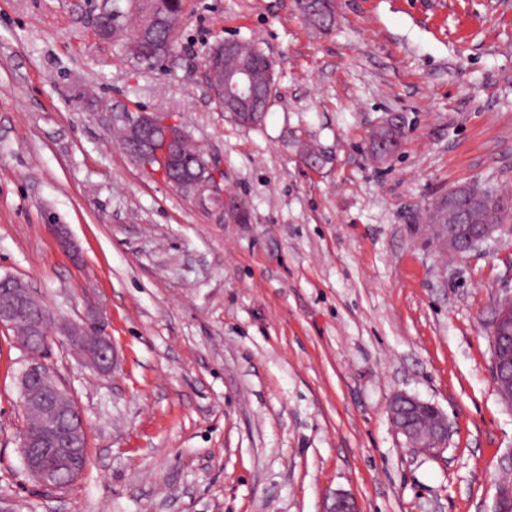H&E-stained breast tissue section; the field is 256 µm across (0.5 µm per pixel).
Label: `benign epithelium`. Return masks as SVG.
Listing matches in <instances>:
<instances>
[{"instance_id":"7a95c632","label":"benign epithelium","mask_w":512,"mask_h":512,"mask_svg":"<svg viewBox=\"0 0 512 512\" xmlns=\"http://www.w3.org/2000/svg\"><path fill=\"white\" fill-rule=\"evenodd\" d=\"M112 28V0H101L95 20V32L106 36ZM226 84L232 91L233 104L252 106L255 91L251 74L241 67L226 75ZM122 123L127 133L137 142V154L131 159H150L157 172L172 186L183 184L180 144L188 133L169 115L157 112H118L107 121ZM164 129V137L156 139V129ZM216 160L200 155L201 174L191 184L192 200L203 208L212 209L218 221L224 215L239 210V203L224 198V186L215 175ZM495 224H432L433 238L451 253L468 252L487 241L496 230ZM28 322V335L22 344L28 356L27 373L20 378L22 406H36L43 414V429L25 435L22 457L26 471L40 485L57 489L68 478L82 471L85 460L82 441L86 437V422L71 396L51 376L42 354L50 340L49 331L54 318L37 293L30 287L0 289V325H10L17 318ZM495 322L512 327V295L498 302ZM70 343L77 347L95 368L106 372L112 369L113 350L110 339L92 323L74 324L68 330ZM512 346L503 343L493 349L492 384L504 402L512 404ZM389 418L395 431L413 448L439 452L448 442L451 424L447 416L434 404L406 393L391 400ZM325 512H358L355 500L344 493L336 494ZM494 512H512V484L499 487Z\"/></svg>"}]
</instances>
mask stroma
Listing matches in <instances>:
<instances>
[{"mask_svg":"<svg viewBox=\"0 0 512 512\" xmlns=\"http://www.w3.org/2000/svg\"><path fill=\"white\" fill-rule=\"evenodd\" d=\"M100 0H0V278L63 319L97 321L112 371L62 333L45 362L87 423L63 490L24 469L25 355L0 326V506L9 512H492L512 407L491 324L512 292V213L443 252L424 216L477 184L512 193V0H185L169 60L99 39ZM260 42L276 94L233 123L200 70L211 44ZM169 112L243 205L223 223L136 168L101 112ZM403 132L379 160L369 132ZM318 144L319 168L297 139ZM67 225L80 251L63 250ZM399 393L438 405L444 451L407 445ZM317 3L307 4L302 7L299 5L306 21L312 26L326 30L331 28L333 22L332 0H313ZM327 2V3H323ZM329 28V29H330ZM512 347L507 343L493 349L492 384L504 402L512 404Z\"/></svg>","mask_w":512,"mask_h":512,"instance_id":"1","label":"stroma"}]
</instances>
